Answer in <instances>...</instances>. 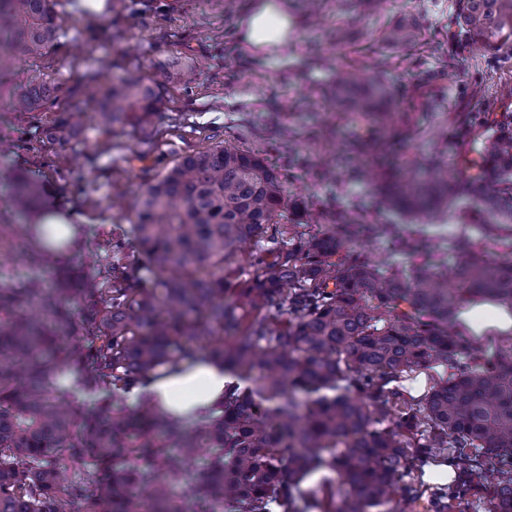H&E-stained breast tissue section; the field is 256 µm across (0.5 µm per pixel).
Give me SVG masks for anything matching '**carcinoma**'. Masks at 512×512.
I'll use <instances>...</instances> for the list:
<instances>
[{
  "label": "carcinoma",
  "instance_id": "obj_1",
  "mask_svg": "<svg viewBox=\"0 0 512 512\" xmlns=\"http://www.w3.org/2000/svg\"><path fill=\"white\" fill-rule=\"evenodd\" d=\"M56 0H0V73L15 58L44 55L58 36ZM453 34L472 43L512 29V0H458ZM418 29L386 34L397 46ZM162 82L114 77L94 120L105 133L145 130L163 106L161 84L189 85L196 66L175 61ZM33 74L14 101L38 112L70 96ZM378 83L357 110L384 127ZM82 116L57 112L48 145L68 143ZM477 172L428 161L381 177L379 205L411 221L441 220L460 184L494 224L505 252L488 259L466 238L448 265L431 260L385 270L354 249L382 230L341 216L320 236L295 231L248 256L242 279L228 271L237 244L260 239L287 203L280 170L227 146L186 154L147 181L133 201L140 259H113L82 272L55 254L73 242L39 224H0V240H35L38 278L0 287V512H183L174 496L188 467L193 512H512V343L488 353L460 324L476 303L512 312V120L481 142ZM28 214L36 188L10 180ZM205 358L243 382L191 426L156 396L128 393L184 363ZM441 365L414 397L403 382ZM463 461L450 491L417 471L447 455ZM81 467L77 479L66 473ZM321 475V495L301 485Z\"/></svg>",
  "mask_w": 512,
  "mask_h": 512
}]
</instances>
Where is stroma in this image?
Listing matches in <instances>:
<instances>
[{
	"instance_id": "stroma-1",
	"label": "stroma",
	"mask_w": 512,
	"mask_h": 512,
	"mask_svg": "<svg viewBox=\"0 0 512 512\" xmlns=\"http://www.w3.org/2000/svg\"><path fill=\"white\" fill-rule=\"evenodd\" d=\"M258 3L125 0L121 11L95 13L80 0H57L54 46L34 60L16 58L0 77V224L19 220L7 174H27L43 208L56 204L74 212L79 245L72 260L91 270L104 265L103 243L116 227L125 233L127 256H136L133 226L115 200L132 196L181 156L230 146L266 158L286 176L290 205L279 224L296 223L316 235L323 227L305 223V213L333 218L351 212L360 223L389 225V232L360 239L379 265L451 258L455 241L468 231L471 197L458 194L441 223H410L381 210L375 181L352 179L351 172L364 162L382 172L386 160L450 158L469 165L483 121L512 115V35L477 46L451 36L448 20L457 0H373L369 10L360 0H285L292 20L287 44L257 50L244 40L243 23ZM400 24L419 25V40L404 47L387 43L386 30ZM175 58L201 70L191 87H164L166 106L151 133L97 128L102 61L154 77L158 65ZM36 71L73 87L61 109L85 117L77 146L58 152L43 146L37 117L15 109V96ZM340 71L352 78L342 94L336 90ZM377 80L391 91L382 102L392 114L393 150L386 157L368 124L351 132L337 124ZM330 159L340 182L321 176Z\"/></svg>"
}]
</instances>
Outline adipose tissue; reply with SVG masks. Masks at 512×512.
Segmentation results:
<instances>
[{"mask_svg": "<svg viewBox=\"0 0 512 512\" xmlns=\"http://www.w3.org/2000/svg\"><path fill=\"white\" fill-rule=\"evenodd\" d=\"M290 29L288 13L278 0H262L247 22L244 38L258 49L275 47L287 41ZM227 382L222 370L199 361L183 373L151 381L148 388L172 412L195 416L223 399Z\"/></svg>", "mask_w": 512, "mask_h": 512, "instance_id": "adipose-tissue-1", "label": "adipose tissue"}]
</instances>
